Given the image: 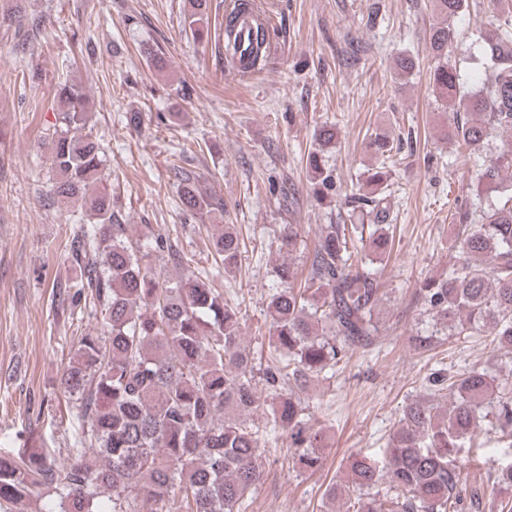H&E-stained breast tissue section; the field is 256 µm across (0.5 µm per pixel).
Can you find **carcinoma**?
<instances>
[{
    "label": "carcinoma",
    "instance_id": "carcinoma-1",
    "mask_svg": "<svg viewBox=\"0 0 512 512\" xmlns=\"http://www.w3.org/2000/svg\"><path fill=\"white\" fill-rule=\"evenodd\" d=\"M432 2L430 82L445 109L438 133L479 163L477 187L492 201L459 213L455 262L447 273L420 281L416 296L448 334L489 336L493 351L511 355L512 142L495 150L489 143L500 131L512 133V14L480 32L489 64L473 87L448 60L468 0ZM206 9L207 0H189V25L201 39ZM249 10L250 0H234L224 17L226 43ZM269 38L268 27L255 19L247 43L251 65L263 60ZM88 103L81 84L60 82L46 140L55 172L51 196L79 203L92 219L73 250L80 271L73 287L102 317L103 330L79 338L60 379L61 392L89 430L73 443L67 463L28 448L18 461L0 456V501L21 505L44 490L54 502L50 512H100L104 494L109 512H138L139 498L163 505L177 489L183 512H241L263 474V444L248 423L254 413L263 412L270 430L288 437L300 469L323 464L319 449L331 438L312 422L301 394L310 378L333 371L371 341L382 272L393 250L388 168L400 147L372 131L366 147L377 165L365 182L373 191L350 196L349 223L318 225L306 271L287 261L276 267L279 287L266 303L269 355L257 366L243 346L239 311L214 287L216 274L190 267L151 224L144 225V243L130 239L112 193L100 188L108 179L105 153L89 127ZM338 135L334 125L319 126L308 156L321 202L338 192L325 160ZM172 170L183 212L224 211V200L201 187V174L176 164ZM300 228L285 225L279 252L297 249ZM209 245L217 270H238L242 241L233 226L224 225ZM152 251L167 252L180 274L161 278L146 261ZM450 389L444 407L428 396L406 402L386 457L351 454L347 481L328 485L327 499H353L352 512L455 508L465 481L455 449L478 436L489 416L501 436L512 438V381L473 367ZM491 478L504 494L500 512H512V462L497 464ZM381 482L389 489L380 500L370 490Z\"/></svg>",
    "mask_w": 512,
    "mask_h": 512
}]
</instances>
